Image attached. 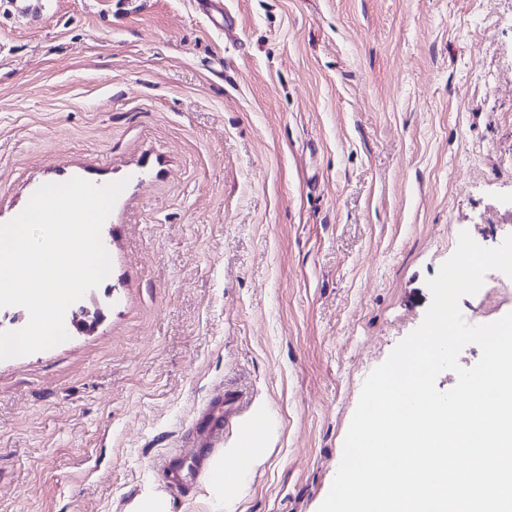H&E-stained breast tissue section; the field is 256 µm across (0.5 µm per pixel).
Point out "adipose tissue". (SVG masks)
Segmentation results:
<instances>
[{
	"instance_id": "1",
	"label": "adipose tissue",
	"mask_w": 512,
	"mask_h": 512,
	"mask_svg": "<svg viewBox=\"0 0 512 512\" xmlns=\"http://www.w3.org/2000/svg\"><path fill=\"white\" fill-rule=\"evenodd\" d=\"M269 452L267 442H260L248 455H241L239 449L225 448L210 458L202 491L198 497L204 512H233L242 490L241 483L228 486L224 483V469L227 465H238L240 473H248L253 466Z\"/></svg>"
}]
</instances>
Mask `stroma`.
<instances>
[{
	"label": "stroma",
	"instance_id": "stroma-1",
	"mask_svg": "<svg viewBox=\"0 0 512 512\" xmlns=\"http://www.w3.org/2000/svg\"><path fill=\"white\" fill-rule=\"evenodd\" d=\"M0 0V223L126 180L89 332L0 360V512H119L216 390L268 407L234 512H317L461 231L512 234V0ZM493 38H481L486 22ZM465 320L512 312L492 271Z\"/></svg>",
	"mask_w": 512,
	"mask_h": 512
}]
</instances>
